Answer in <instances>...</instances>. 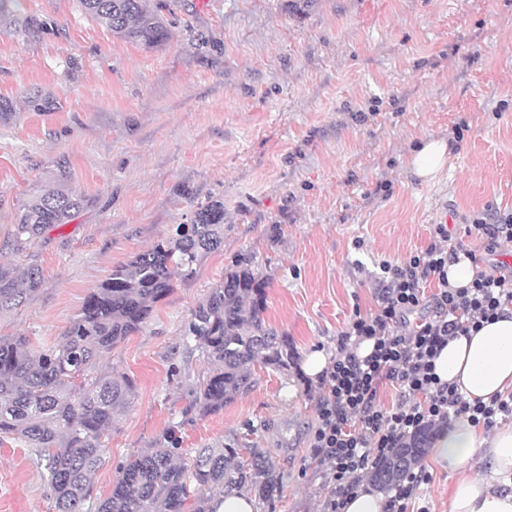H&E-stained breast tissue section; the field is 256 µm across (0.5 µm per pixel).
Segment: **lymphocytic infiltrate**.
<instances>
[{"instance_id": "f902f5d3", "label": "lymphocytic infiltrate", "mask_w": 512, "mask_h": 512, "mask_svg": "<svg viewBox=\"0 0 512 512\" xmlns=\"http://www.w3.org/2000/svg\"><path fill=\"white\" fill-rule=\"evenodd\" d=\"M511 242V211L491 218L480 213L459 232L431 225L419 252L395 264L380 263L373 308L354 310L318 381V423L310 446L327 489L321 512H343L347 497L364 479L422 431L456 419L489 429L512 418V392L469 402L454 384L441 382L434 365L450 339L512 310V265L503 261L489 271L482 267L485 256ZM461 252L472 263L466 288L448 281V266ZM427 306L432 309L428 316L422 313ZM366 340L373 341V350L358 357L356 350ZM387 384L399 389L388 408L379 402ZM429 480L425 467L409 470L392 485L385 512L417 506L420 487Z\"/></svg>"}]
</instances>
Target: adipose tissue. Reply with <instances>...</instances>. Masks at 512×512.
<instances>
[{"instance_id":"ef3b65f1","label":"adipose tissue","mask_w":512,"mask_h":512,"mask_svg":"<svg viewBox=\"0 0 512 512\" xmlns=\"http://www.w3.org/2000/svg\"><path fill=\"white\" fill-rule=\"evenodd\" d=\"M448 162V143L430 137L411 153L407 167L425 182L434 181ZM441 381L455 383L467 400L489 401L494 394L512 390V310L484 322L469 337L450 340L435 360ZM481 456L488 473L467 471L474 456ZM434 462L454 473L450 512H512V425L490 435L466 421L452 422L438 434Z\"/></svg>"}]
</instances>
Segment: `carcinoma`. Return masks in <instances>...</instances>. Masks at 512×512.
I'll return each mask as SVG.
<instances>
[{
    "instance_id": "cac0c4a2",
    "label": "carcinoma",
    "mask_w": 512,
    "mask_h": 512,
    "mask_svg": "<svg viewBox=\"0 0 512 512\" xmlns=\"http://www.w3.org/2000/svg\"><path fill=\"white\" fill-rule=\"evenodd\" d=\"M80 3L120 39L148 47L169 39L163 11L171 10V0ZM84 203L83 196L59 187L22 204L7 233L12 249L19 252L46 229L69 223ZM222 249L224 202H198L190 223L173 225L88 293L60 344L39 350L25 336H0V444L15 440L34 451L57 512H82L107 458L103 437L135 396L132 378L97 373L98 361L139 332L177 281L194 277L203 257ZM42 286L38 267L0 263V315L24 306ZM266 302V282L243 257L191 311L184 339L210 364L193 393L192 406L201 414L218 413L249 392L255 364L284 373L295 364L288 336L266 324ZM429 442L425 431L397 449L375 471L376 484L400 480L421 462ZM181 444L171 429L155 448L121 465L111 495L95 512H208L216 493L253 492L265 502L278 490L274 463L264 451L249 448L245 458L229 444L211 446L187 461Z\"/></svg>"
}]
</instances>
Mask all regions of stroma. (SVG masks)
Returning <instances> with one entry per match:
<instances>
[{
	"instance_id": "stroma-1",
	"label": "stroma",
	"mask_w": 512,
	"mask_h": 512,
	"mask_svg": "<svg viewBox=\"0 0 512 512\" xmlns=\"http://www.w3.org/2000/svg\"><path fill=\"white\" fill-rule=\"evenodd\" d=\"M40 32L24 29L28 18ZM169 40L116 38L79 0H20L0 22V262L44 284L0 315V336L55 346L91 288L195 202H224V248L159 303L100 368L136 395L104 439L90 499L170 427L185 457L219 443L267 452L279 489L254 512H319L310 439L317 382L255 369L253 389L200 415L209 366L188 349L191 310L248 256L267 280V324L299 356L336 354L354 308L373 305L381 262L409 258L433 224L512 209V0H178ZM469 125L438 181L406 168L427 137ZM390 183L389 192L380 184ZM66 186L87 202L21 254L4 249L20 206ZM0 512H55L25 445L0 444Z\"/></svg>"
}]
</instances>
